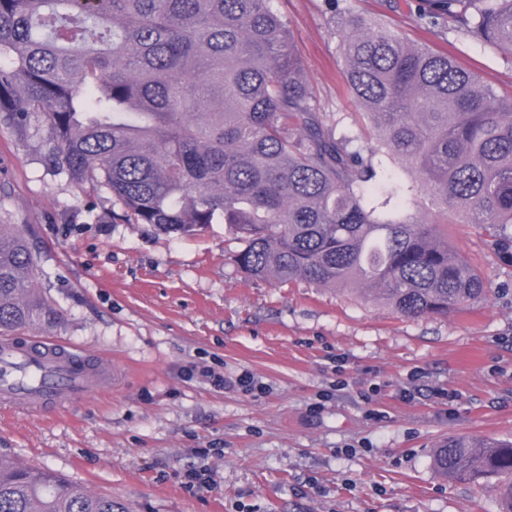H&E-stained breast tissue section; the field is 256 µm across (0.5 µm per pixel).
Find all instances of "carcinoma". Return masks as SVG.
<instances>
[{
    "mask_svg": "<svg viewBox=\"0 0 512 512\" xmlns=\"http://www.w3.org/2000/svg\"><path fill=\"white\" fill-rule=\"evenodd\" d=\"M273 0H0V123L44 124L46 159L112 193L123 217L168 235L224 224L248 275L356 288L405 317L448 315L486 281L448 244L424 193L484 226L512 261V97L454 57L324 0L345 83L378 131L322 112ZM417 25L503 52L512 0H421ZM38 260L0 224V334L53 327ZM448 479L495 481L512 512V441L453 436ZM0 512H124L61 476L0 457Z\"/></svg>",
    "mask_w": 512,
    "mask_h": 512,
    "instance_id": "carcinoma-1",
    "label": "carcinoma"
}]
</instances>
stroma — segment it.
I'll return each mask as SVG.
<instances>
[{"label": "stroma", "instance_id": "1", "mask_svg": "<svg viewBox=\"0 0 512 512\" xmlns=\"http://www.w3.org/2000/svg\"><path fill=\"white\" fill-rule=\"evenodd\" d=\"M397 0L350 9L425 39ZM322 110L358 120L323 0H275ZM512 96L500 54L437 42ZM47 127L0 124V224H23L48 337L111 358L110 391L45 409L0 404V456L52 470L128 512H500L492 491L443 477L451 436L512 438V263L477 224L448 241L488 295L409 318L358 293L244 273L226 227L168 236L112 218V195L53 172ZM224 375L212 387L199 370ZM215 474L190 491L191 468Z\"/></svg>", "mask_w": 512, "mask_h": 512}]
</instances>
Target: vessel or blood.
Returning a JSON list of instances; mask_svg holds the SVG:
<instances>
[{
  "instance_id": "1",
  "label": "vessel or blood",
  "mask_w": 512,
  "mask_h": 512,
  "mask_svg": "<svg viewBox=\"0 0 512 512\" xmlns=\"http://www.w3.org/2000/svg\"><path fill=\"white\" fill-rule=\"evenodd\" d=\"M110 362L31 333L0 336V402L23 407L96 394L113 375Z\"/></svg>"
}]
</instances>
